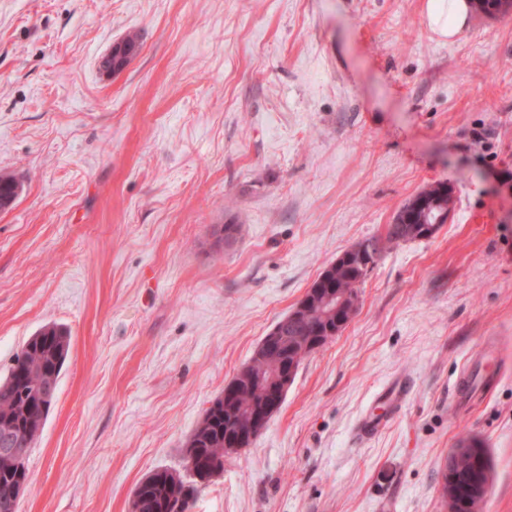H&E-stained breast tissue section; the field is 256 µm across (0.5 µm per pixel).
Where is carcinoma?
<instances>
[{
    "label": "carcinoma",
    "instance_id": "obj_1",
    "mask_svg": "<svg viewBox=\"0 0 512 512\" xmlns=\"http://www.w3.org/2000/svg\"><path fill=\"white\" fill-rule=\"evenodd\" d=\"M138 37L128 36L112 49L103 69L116 73L125 66V51L138 48ZM21 184L12 175L0 174V209L9 208L18 198ZM433 205L421 213L425 223L431 224L448 208V193L433 185L422 191ZM404 205L389 225L387 240L400 242L415 240L420 235L407 229ZM334 322L323 319L320 307L312 304L300 317L288 314L278 321L268 336L280 335V345L273 353L253 358L254 369L267 373L285 359L302 360L315 349L301 353L300 341L313 346L326 336L327 326ZM70 349L68 331L58 325L42 328L30 337L13 357L7 375L0 379V432L8 431V438L0 435V448L14 452L0 453V512H18L22 492L28 483L27 461L33 445L41 434L54 402V396L44 391L47 383L58 384ZM266 398L262 385L239 379L237 394L229 401L217 398L207 409L199 426L189 438L185 450V469L193 479L178 472L159 470L149 475L137 487L134 496L141 501L140 512H191L200 487L216 474L224 472V441L238 440L242 448L252 442L242 431L244 414L260 407Z\"/></svg>",
    "mask_w": 512,
    "mask_h": 512
}]
</instances>
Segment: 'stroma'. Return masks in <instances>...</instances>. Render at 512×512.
<instances>
[{
  "label": "stroma",
  "instance_id": "obj_1",
  "mask_svg": "<svg viewBox=\"0 0 512 512\" xmlns=\"http://www.w3.org/2000/svg\"><path fill=\"white\" fill-rule=\"evenodd\" d=\"M428 0H0V377L70 334L19 512H129L337 256L383 253L192 512H444L451 448L512 512V12L448 38ZM119 73L102 59L128 35ZM484 131L483 144L472 134ZM450 187L427 239L401 207ZM236 242L219 246L226 224ZM488 383L459 401L466 373ZM410 389L388 426L356 428ZM421 193L425 196H428L433 201V205L429 206L427 212H422L421 216L424 218L423 223L419 226V231L423 232L424 236H420L419 234L410 231L407 229L406 220L409 218V203L405 204L402 209L397 213L394 218L393 224H389L388 232H387V240L388 242H400V241H408L415 239H423L429 238L431 235H434L438 229L439 224L443 220V217L436 218L439 215H442L444 211H447L448 208V196L451 195V191L448 188V191L443 192L439 188L438 184L430 186L429 188L421 191ZM406 213H408L407 218H405ZM436 220V224L433 222Z\"/></svg>",
  "mask_w": 512,
  "mask_h": 512
}]
</instances>
